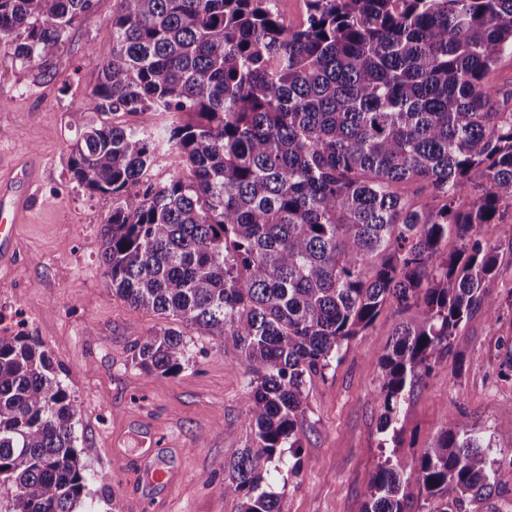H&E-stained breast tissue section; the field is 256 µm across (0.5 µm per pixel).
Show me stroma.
I'll list each match as a JSON object with an SVG mask.
<instances>
[{"instance_id":"35a3bbf8","label":"stroma","mask_w":512,"mask_h":512,"mask_svg":"<svg viewBox=\"0 0 512 512\" xmlns=\"http://www.w3.org/2000/svg\"><path fill=\"white\" fill-rule=\"evenodd\" d=\"M118 7L94 0L45 66L21 63L0 44V175L36 161L42 177L18 229V259L0 269V314L62 365L92 512H238V499L224 494V467L250 436L240 354L223 337L189 328L192 360L180 373L149 376L133 365L136 339L173 322L113 295L100 237L112 198L80 186L70 169L82 124L101 119L89 93L112 53ZM407 318L385 308L307 382L299 445L286 449V467L269 479L282 512H362L369 477L388 458L402 466L404 512H432L418 461L444 424L462 416L490 439L497 462L494 492L467 512H512V430L498 424L512 404V377L500 373L512 307L496 323L480 312L464 322L447 361L407 391L393 431L384 432L378 358ZM150 465L171 481L149 479Z\"/></svg>"}]
</instances>
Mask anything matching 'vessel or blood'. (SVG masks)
Returning <instances> with one entry per match:
<instances>
[{
	"label": "vessel or blood",
	"mask_w": 512,
	"mask_h": 512,
	"mask_svg": "<svg viewBox=\"0 0 512 512\" xmlns=\"http://www.w3.org/2000/svg\"><path fill=\"white\" fill-rule=\"evenodd\" d=\"M38 181V169L31 164L17 168L9 178L0 177V266L15 255L16 228L23 221Z\"/></svg>",
	"instance_id": "vessel-or-blood-1"
}]
</instances>
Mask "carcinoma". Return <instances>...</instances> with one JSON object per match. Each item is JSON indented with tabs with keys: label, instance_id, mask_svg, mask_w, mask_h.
<instances>
[{
	"label": "carcinoma",
	"instance_id": "carcinoma-1",
	"mask_svg": "<svg viewBox=\"0 0 512 512\" xmlns=\"http://www.w3.org/2000/svg\"><path fill=\"white\" fill-rule=\"evenodd\" d=\"M277 2L120 0L90 100L143 121L88 124L70 157L80 186L112 196V293L240 352L251 437L224 477L240 512H281L266 476L297 447L306 380L383 309L417 310L380 356L387 431L460 325L512 305L492 291L496 236L512 235V112L485 81L512 54V0H306L297 27ZM91 7L0 0V43L44 63ZM155 112L170 116L160 131ZM164 148L167 179L146 180ZM190 362L179 330L135 343L148 375ZM75 416L42 344L0 335L4 512H86ZM495 465L461 418L420 457L418 483L433 512H466ZM400 469L388 459L371 474L364 512H403Z\"/></svg>",
	"mask_w": 512,
	"mask_h": 512
}]
</instances>
